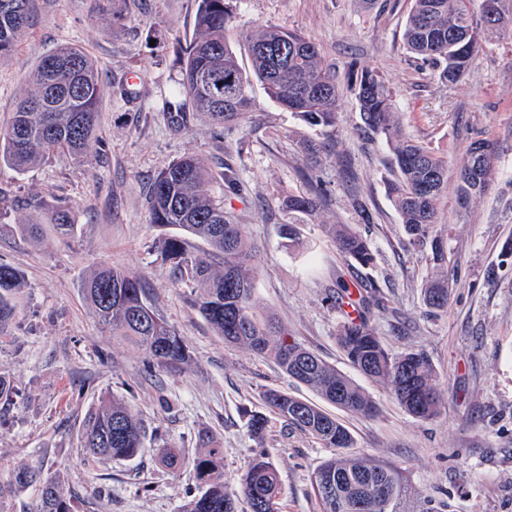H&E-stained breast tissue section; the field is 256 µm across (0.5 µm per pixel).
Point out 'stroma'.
Wrapping results in <instances>:
<instances>
[{"mask_svg": "<svg viewBox=\"0 0 512 512\" xmlns=\"http://www.w3.org/2000/svg\"><path fill=\"white\" fill-rule=\"evenodd\" d=\"M411 0H235L227 41L275 26L314 41L335 73L342 106L333 133L313 127L273 103L253 84V106L237 122L214 128L195 115L175 129L179 90L177 45L196 32L198 0H139L120 23L95 18L90 0H33L32 21L0 62V127L8 122L28 76L42 56L75 44L96 62L107 91L100 142L83 159L50 155L19 173L0 165V195H36L45 212L0 208V261L17 268L23 287L17 316L0 340V374L18 388L0 404V484L15 471L42 466L61 472L75 512H180L198 492L194 460L202 436L224 450V484L236 488L252 460L268 453L278 473V512H320L312 475L334 449L267 411L269 388L320 403V396L269 359L226 343L194 307L193 288L178 283L160 256L166 228L150 221L155 175L186 154L206 159L223 197L255 245L256 313L272 317L306 347L355 379L374 399L370 418L341 413L353 453L392 469L400 483L393 512H512V43L494 41L474 56L458 83L406 50L402 34ZM250 71L246 52L238 54ZM370 69L391 87L405 134L456 163L472 142L493 141L497 178L487 195L461 209L454 192L438 205L437 235L448 253L452 290L446 308L429 311L423 285L425 253L409 243L391 199L396 181L385 138L362 127L349 74ZM141 84L129 92L126 75ZM355 182H347L342 163ZM231 165L242 194L225 191ZM322 191L320 219H300L284 202ZM70 211L73 237L56 234L49 208ZM350 224L374 254L370 267L348 265L322 223ZM300 227L298 244L282 235ZM39 225L37 237L21 232ZM143 277L157 312L189 344L192 366L151 368L144 351L112 336L85 302L84 278L99 265ZM372 280L370 316L386 350L429 359L445 398L440 414L409 415L382 382L359 374L336 343L342 316L332 295L340 279ZM130 405L146 428L142 452L130 460L98 461L78 445L88 409L102 394ZM267 419L252 436V414ZM176 449L177 468L164 467L161 447Z\"/></svg>", "mask_w": 512, "mask_h": 512, "instance_id": "1", "label": "stroma"}]
</instances>
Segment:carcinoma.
Wrapping results in <instances>:
<instances>
[{"label":"carcinoma","mask_w":512,"mask_h":512,"mask_svg":"<svg viewBox=\"0 0 512 512\" xmlns=\"http://www.w3.org/2000/svg\"><path fill=\"white\" fill-rule=\"evenodd\" d=\"M30 0H0V61L12 53L29 25ZM230 0H198L196 34L180 49V86L184 100L172 117L178 128L187 127L189 113H200L221 127L240 119L252 107L251 79L258 80L268 98L311 125L337 126L340 95L336 76L323 62L316 44L303 34L266 27L246 35L245 49L252 61L251 74L242 72L235 47L224 38L231 19ZM512 40V0H412L403 40L409 52L435 65L440 81L454 84L469 71L473 56L486 42ZM354 91L365 128L385 137L391 146L392 165L398 174L393 202L411 246H430L433 267L424 285L429 307L448 305V255L433 237L437 206L448 187V161L406 136L403 114L396 111L393 92L371 70L355 76ZM104 88L94 60L83 50L62 45L43 56L33 70L6 126L0 127V162L18 172L58 150L75 158L87 156L98 141L99 110ZM496 146L486 139L470 145L457 164L456 195L475 202L496 178ZM213 175L196 156L177 159L155 177L151 191V223L175 227L208 244L224 258V271L213 273L211 264L191 254L180 236L165 240L163 256L203 292L196 298L199 312L224 337L272 359L289 377L311 388L336 407L372 417L377 407L356 381L299 342L288 328L272 318L254 314V247L244 226L224 211L211 188ZM322 193L289 195L288 211L316 217ZM51 223L63 235L75 224L69 211L51 212ZM322 229L338 255L361 266L373 261L364 236L350 224H324ZM22 276L0 262V338L15 317V294ZM334 303L354 304L373 295L371 281L356 279L338 284ZM83 295L98 321L112 335L135 341L150 366L180 370L190 365L184 337L174 332L154 311L141 278L131 272L103 266L83 283ZM336 340L350 363L364 376L389 384L397 403L413 417L429 420L441 411L443 398L428 360L417 353H388L375 327L364 313L346 316ZM262 401L272 412L310 434L328 448L344 452L325 461L314 472L312 485L321 512H388L396 496L398 478L371 460L349 455L353 437L336 417L311 402L268 389ZM145 431L137 413L110 395L91 407L78 439L85 453L96 459L130 460L143 448ZM205 450L194 459L201 487L181 512H236V501H247L250 512H276L279 494L277 470L263 453L252 462L238 488L224 487V449L202 439ZM36 487L34 512H74L60 475L38 467L18 470L11 480L15 494Z\"/></svg>","instance_id":"carcinoma-1"}]
</instances>
